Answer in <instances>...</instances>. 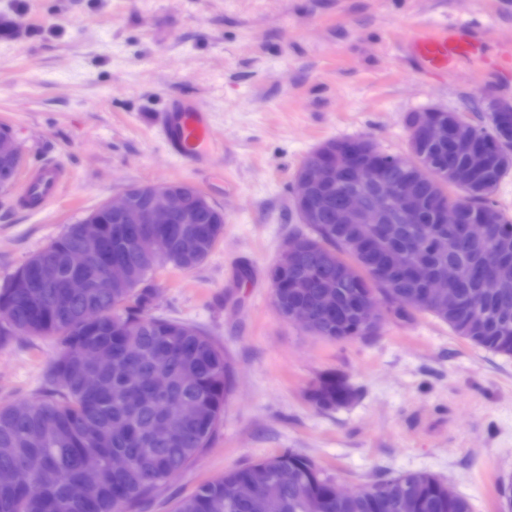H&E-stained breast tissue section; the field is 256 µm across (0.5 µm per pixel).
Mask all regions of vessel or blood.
I'll return each instance as SVG.
<instances>
[{
    "instance_id": "b4317fda",
    "label": "vessel or blood",
    "mask_w": 512,
    "mask_h": 512,
    "mask_svg": "<svg viewBox=\"0 0 512 512\" xmlns=\"http://www.w3.org/2000/svg\"><path fill=\"white\" fill-rule=\"evenodd\" d=\"M403 50L415 73L424 79H454L464 66L488 59L484 42L468 23L415 26ZM159 128L167 150L178 158L205 162L215 144L212 114L192 97L170 99L159 117ZM70 180L69 172L55 162L28 172L18 198L20 207L46 209Z\"/></svg>"
}]
</instances>
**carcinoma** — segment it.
I'll return each mask as SVG.
<instances>
[{"mask_svg": "<svg viewBox=\"0 0 512 512\" xmlns=\"http://www.w3.org/2000/svg\"><path fill=\"white\" fill-rule=\"evenodd\" d=\"M432 121L446 125V137L433 141L408 139L404 155H391L366 138L330 140L331 161L384 167L387 181L411 187L423 202L417 216L390 210L378 224L356 231L336 223V210L351 186L334 182L314 191V220L294 236L304 244L297 264L281 280L271 279L273 301L280 316L300 306L314 319L315 334L347 342L377 333L383 324L356 329V305L364 298L383 300V319L401 321L416 312L430 313L476 348L512 357V218L493 195L512 170V119L488 112H434ZM459 211L456 224H442L445 205ZM111 259L92 252L89 274L101 284L85 296H66L62 288H14L12 281L38 261L66 268L67 255L88 246L84 225L65 232L24 262L0 288V307L9 323H0V348L17 336H52L57 352L45 369L46 383L33 398L0 406V468L10 467L15 482L0 487V512H142L153 502H174L171 512H472L469 500L427 471L379 477L351 498L328 496L333 478L310 458L288 451L231 470L200 483L184 497L169 494V482L193 467L212 444L224 419V401L231 371L224 347L206 332L178 320L150 314L154 296L152 275L169 265L190 271L205 262L224 234V213L210 205L196 210L192 233L182 225L142 224L134 233L99 214ZM469 224L488 225L484 242L471 239ZM437 236L448 238V249L433 246ZM503 257L493 273L481 266L485 246ZM400 258L433 276L452 264L463 274L449 285L456 305L442 306L427 296L426 282L388 267L384 259ZM124 263L129 279L123 288H108L111 260ZM336 280L333 306L319 302L320 282ZM485 297L483 308L469 306L471 293ZM112 352V367L94 389L79 381L89 347ZM167 375L170 387L160 397L154 376ZM317 409L349 404L356 396L344 375L326 372L308 388ZM196 402L200 419L184 418L181 406ZM168 423L166 439L154 429ZM93 454L103 468L100 480L72 492L84 481L83 457ZM125 456L127 471L114 473L110 460ZM293 481L282 483L283 468ZM247 487L239 500L224 498V483Z\"/></svg>", "mask_w": 512, "mask_h": 512, "instance_id": "obj_1", "label": "carcinoma"}]
</instances>
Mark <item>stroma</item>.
I'll list each match as a JSON object with an SVG mask.
<instances>
[{"instance_id":"35a3bbf8","label":"stroma","mask_w":512,"mask_h":512,"mask_svg":"<svg viewBox=\"0 0 512 512\" xmlns=\"http://www.w3.org/2000/svg\"><path fill=\"white\" fill-rule=\"evenodd\" d=\"M438 19L473 23L494 50L512 43V0H0V127L22 170L54 160L73 173L40 212L0 192V286L128 186L187 182L224 212L204 263L154 276L153 314L205 329L233 367L223 424L171 480L176 495L293 449L346 490L422 470L473 512H499L497 485L512 478V357L426 313L326 341L278 315L267 278L300 224L294 173L323 142L369 136L403 154L409 113L512 101V66L496 60L453 81L411 73L398 45ZM175 96L212 113L207 164L172 160L157 134ZM55 350L35 336L0 348V406L35 395ZM329 370L357 394L320 411L305 392Z\"/></svg>"}]
</instances>
